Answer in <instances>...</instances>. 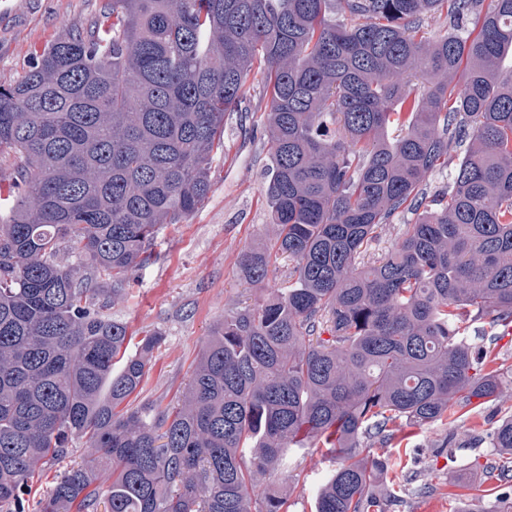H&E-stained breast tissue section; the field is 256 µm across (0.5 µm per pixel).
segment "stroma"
<instances>
[{
  "mask_svg": "<svg viewBox=\"0 0 512 512\" xmlns=\"http://www.w3.org/2000/svg\"><path fill=\"white\" fill-rule=\"evenodd\" d=\"M17 2L14 14L0 22V85L24 76L48 44L93 25L105 0ZM248 84L241 111L224 124V148L211 164L208 198L181 223L159 231L151 261L104 309L127 325L133 343L156 333L163 337L132 407L161 414L176 406L204 340L224 319L225 302L232 298L248 305L259 296L238 267L243 252L267 241L271 222L265 198L270 179L266 99L260 75H250ZM504 414L491 404L477 411L452 407L442 420L412 428L401 444L374 448L375 457L389 461L393 481L417 476L416 492L395 491L388 512H459L465 503L477 512H493L496 497L473 467L491 451L462 442L469 434H489ZM89 451L87 439H73L66 457L36 472L31 503L46 498L58 476ZM292 459L290 472L273 474L270 482L283 489L295 484L291 512H314L316 489L333 466L331 457L320 447L293 451Z\"/></svg>",
  "mask_w": 512,
  "mask_h": 512,
  "instance_id": "obj_1",
  "label": "stroma"
}]
</instances>
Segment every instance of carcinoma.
<instances>
[{
    "label": "carcinoma",
    "instance_id": "carcinoma-1",
    "mask_svg": "<svg viewBox=\"0 0 512 512\" xmlns=\"http://www.w3.org/2000/svg\"><path fill=\"white\" fill-rule=\"evenodd\" d=\"M442 11L448 30L421 35ZM105 14L0 85L16 197L0 219V507L26 512L29 477L86 436L39 512H290L280 490L252 493L319 443L334 468L315 512H386L374 445L452 404L512 408V365L485 369L481 345L487 326L512 331V0H108ZM256 69L272 239L239 267L260 286L284 256L292 279L225 303L169 414L119 413L161 336L129 351L93 275L117 294L159 228L199 208ZM452 152L448 186L428 194ZM406 206L418 220L367 261ZM64 243L90 275L57 261ZM486 441L485 480L506 485L512 414L469 437Z\"/></svg>",
    "mask_w": 512,
    "mask_h": 512
}]
</instances>
